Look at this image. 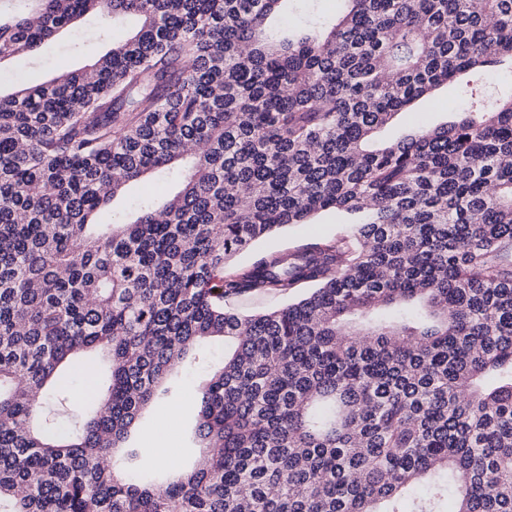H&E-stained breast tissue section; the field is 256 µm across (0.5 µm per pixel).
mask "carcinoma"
<instances>
[{
  "label": "carcinoma",
  "mask_w": 512,
  "mask_h": 512,
  "mask_svg": "<svg viewBox=\"0 0 512 512\" xmlns=\"http://www.w3.org/2000/svg\"><path fill=\"white\" fill-rule=\"evenodd\" d=\"M281 2L0 0V62L86 14L137 20L0 95V512H512V98L467 86L453 121L374 144L512 61V0H337L292 36L268 29ZM186 159L178 192L96 222ZM330 210L336 236L224 274ZM207 340L200 457L158 482L126 440ZM96 350L107 395L90 382L62 430L46 387ZM463 101L456 97L455 85L448 83L435 91L431 96L418 100L414 105L415 111L402 113L386 126L379 134L381 141H390L410 131L417 115L424 116L427 124L437 125L452 119L453 113L448 108H457L463 105ZM292 298L283 295L242 293L224 298V308L243 314L262 313L287 305Z\"/></svg>",
  "instance_id": "carcinoma-1"
}]
</instances>
